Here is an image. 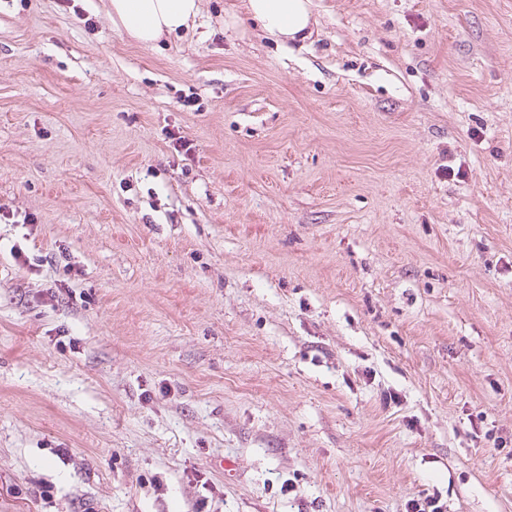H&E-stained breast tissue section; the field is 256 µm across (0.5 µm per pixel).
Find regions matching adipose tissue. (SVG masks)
<instances>
[{"instance_id": "obj_1", "label": "adipose tissue", "mask_w": 512, "mask_h": 512, "mask_svg": "<svg viewBox=\"0 0 512 512\" xmlns=\"http://www.w3.org/2000/svg\"><path fill=\"white\" fill-rule=\"evenodd\" d=\"M112 22L144 45L187 29L200 10V0H111ZM249 18L275 41L307 39L313 16L310 0H247Z\"/></svg>"}]
</instances>
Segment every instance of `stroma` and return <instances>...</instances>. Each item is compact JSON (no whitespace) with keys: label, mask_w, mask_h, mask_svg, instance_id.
Listing matches in <instances>:
<instances>
[{"label":"stroma","mask_w":512,"mask_h":512,"mask_svg":"<svg viewBox=\"0 0 512 512\" xmlns=\"http://www.w3.org/2000/svg\"><path fill=\"white\" fill-rule=\"evenodd\" d=\"M311 2L0 0V512H512V0ZM112 24L143 45L189 27L200 10V0H110ZM249 18L275 41L295 43L311 35V0H246Z\"/></svg>","instance_id":"1"}]
</instances>
